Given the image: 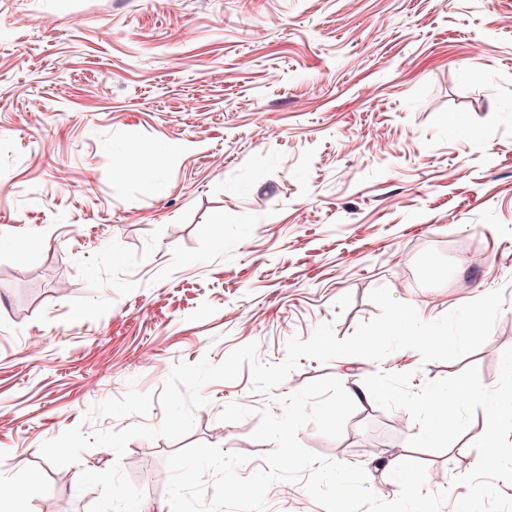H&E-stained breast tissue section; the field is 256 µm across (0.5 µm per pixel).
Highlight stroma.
Masks as SVG:
<instances>
[{
    "label": "stroma",
    "instance_id": "35a3bbf8",
    "mask_svg": "<svg viewBox=\"0 0 512 512\" xmlns=\"http://www.w3.org/2000/svg\"><path fill=\"white\" fill-rule=\"evenodd\" d=\"M179 141L172 156L164 145ZM432 321L499 289L489 340L455 361L301 359L272 392L206 384L178 440H131L55 467L41 445L135 423L158 427L173 366L221 363L254 343L278 363L290 338L330 323L338 338L378 315L372 290ZM512 347V0H0V502L9 512H88V470L120 464L167 508L164 460L194 443L251 455L257 409L323 376L345 390L376 373L429 381L479 370L495 386ZM142 417H91L128 391ZM232 402L254 408L220 421ZM402 409L357 402L341 438L299 441L365 468L406 456L426 488L478 454L463 434L435 453L409 444ZM267 512H323L278 482Z\"/></svg>",
    "mask_w": 512,
    "mask_h": 512
}]
</instances>
